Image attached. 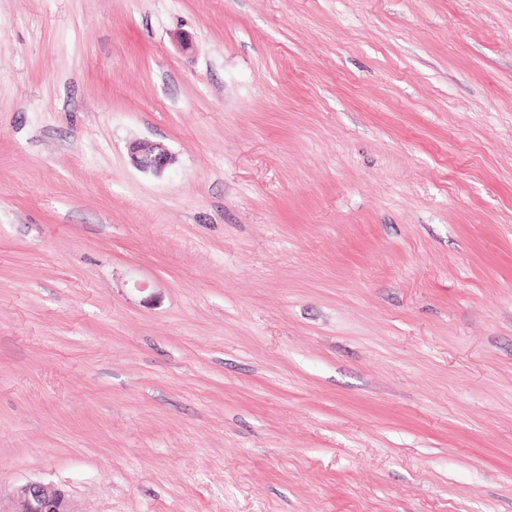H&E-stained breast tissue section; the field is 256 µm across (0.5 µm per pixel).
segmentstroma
Segmentation results:
<instances>
[{"instance_id": "35a3bbf8", "label": "stroma", "mask_w": 512, "mask_h": 512, "mask_svg": "<svg viewBox=\"0 0 512 512\" xmlns=\"http://www.w3.org/2000/svg\"><path fill=\"white\" fill-rule=\"evenodd\" d=\"M29 480L512 512V0H0V490ZM136 167L154 175H162L174 162L172 154L160 143L149 140L136 141L130 146Z\"/></svg>"}]
</instances>
